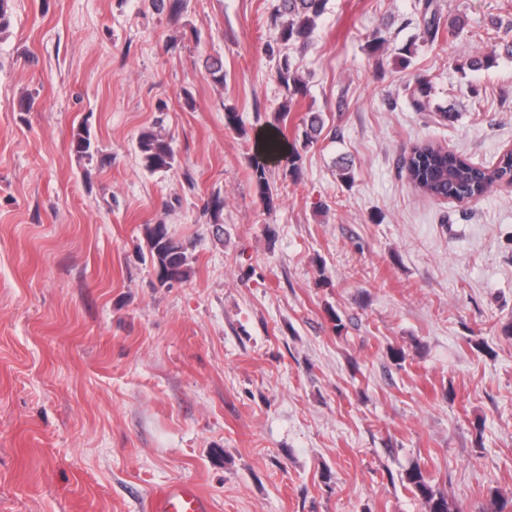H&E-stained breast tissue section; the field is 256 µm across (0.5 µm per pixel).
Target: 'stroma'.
Wrapping results in <instances>:
<instances>
[{
    "label": "stroma",
    "mask_w": 512,
    "mask_h": 512,
    "mask_svg": "<svg viewBox=\"0 0 512 512\" xmlns=\"http://www.w3.org/2000/svg\"><path fill=\"white\" fill-rule=\"evenodd\" d=\"M421 2L329 0L291 50L307 93L285 133L311 112L324 130L299 176L270 164L269 209L250 160L288 98L271 0H10L0 512H149L177 481L212 512H423L402 480L416 462L465 512L512 496V186L431 199L400 170L419 142L485 167L512 149V0H435L465 26L431 44ZM494 47L495 66L467 69ZM419 79L427 111L407 91ZM82 128L89 160L71 149ZM148 128L173 142L169 171L141 164ZM148 224L187 246L185 281H159Z\"/></svg>",
    "instance_id": "35a3bbf8"
}]
</instances>
